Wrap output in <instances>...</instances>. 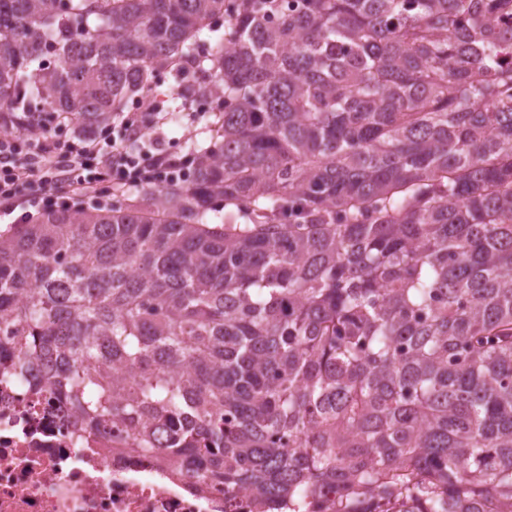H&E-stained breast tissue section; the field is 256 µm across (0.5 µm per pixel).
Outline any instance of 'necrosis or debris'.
Listing matches in <instances>:
<instances>
[{
  "mask_svg": "<svg viewBox=\"0 0 512 512\" xmlns=\"http://www.w3.org/2000/svg\"><path fill=\"white\" fill-rule=\"evenodd\" d=\"M121 423L83 428L51 394L33 403L0 377V512H244L248 490L224 505V485L161 453L124 451Z\"/></svg>",
  "mask_w": 512,
  "mask_h": 512,
  "instance_id": "obj_1",
  "label": "necrosis or debris"
}]
</instances>
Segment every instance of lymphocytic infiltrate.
Returning <instances> with one entry per match:
<instances>
[{"label": "lymphocytic infiltrate", "mask_w": 512, "mask_h": 512, "mask_svg": "<svg viewBox=\"0 0 512 512\" xmlns=\"http://www.w3.org/2000/svg\"><path fill=\"white\" fill-rule=\"evenodd\" d=\"M155 112H122L106 129L60 141L15 132L0 135V204L48 211L100 201L113 187L156 185L180 177L185 161L158 148Z\"/></svg>", "instance_id": "1"}]
</instances>
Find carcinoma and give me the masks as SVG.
Segmentation results:
<instances>
[{"mask_svg": "<svg viewBox=\"0 0 512 512\" xmlns=\"http://www.w3.org/2000/svg\"><path fill=\"white\" fill-rule=\"evenodd\" d=\"M189 70L190 179L0 232V374L251 512H512V0H0V131Z\"/></svg>", "mask_w": 512, "mask_h": 512, "instance_id": "cac0c4a2", "label": "carcinoma"}]
</instances>
